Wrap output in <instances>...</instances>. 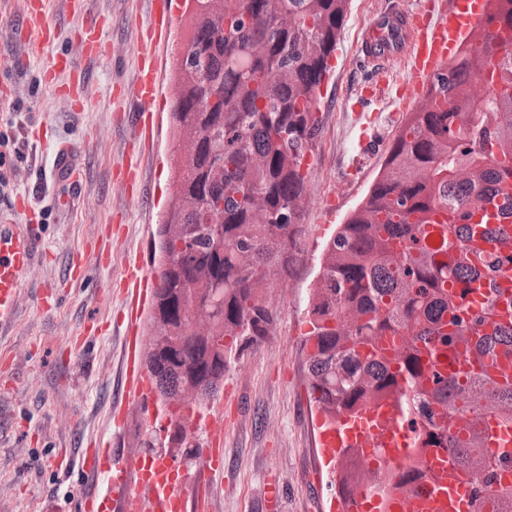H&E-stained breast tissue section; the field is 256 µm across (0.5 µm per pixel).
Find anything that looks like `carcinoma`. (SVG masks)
<instances>
[{"mask_svg": "<svg viewBox=\"0 0 512 512\" xmlns=\"http://www.w3.org/2000/svg\"><path fill=\"white\" fill-rule=\"evenodd\" d=\"M184 14L173 125L191 142L174 161L172 192L158 225L159 279L146 368L170 410L174 444L189 454L190 399L213 395L242 346L274 319L262 290L288 273L298 250L307 190L303 158L318 137L315 99L348 0H192ZM433 82L402 124L361 207L322 255L310 300L309 390L327 420L385 399L426 443L446 450L469 477L473 512L489 498L512 512L509 440L490 452L487 423L512 432V382L490 384L487 368L512 358V295L497 288L479 307L454 304L453 285L512 268L493 230L469 224L472 208L512 187V50L484 30ZM480 74L485 91L467 87ZM476 342L475 368L452 363ZM470 413L467 438L452 422ZM378 480L380 497L413 483L345 460L343 487Z\"/></svg>", "mask_w": 512, "mask_h": 512, "instance_id": "obj_1", "label": "carcinoma"}]
</instances>
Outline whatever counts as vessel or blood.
<instances>
[{"label": "vessel or blood", "mask_w": 512, "mask_h": 512, "mask_svg": "<svg viewBox=\"0 0 512 512\" xmlns=\"http://www.w3.org/2000/svg\"><path fill=\"white\" fill-rule=\"evenodd\" d=\"M175 15L173 0H152L148 32L152 42L164 40ZM487 15V0H419L408 11L378 9L359 51L365 61L380 66L402 65V80L388 87L385 96L403 111L411 99L426 93L437 74L446 72L458 59ZM21 30L27 35L38 33L46 41L55 36V26L45 18V0H28ZM157 70V63H149L126 90L127 97L140 106L138 132L147 137L152 134L150 108L157 95ZM38 244V225L16 232L0 228V329L14 321L23 278L35 264ZM156 286V273L144 268L128 279L122 368L125 391L132 400L139 399L151 384L139 355L140 320ZM317 436L321 453L329 461L338 460L341 451L350 446L365 457H380L385 467L421 471L420 479L397 490L385 503V512H468L467 477L449 462L443 449L423 447L393 402L368 406L358 417H344L336 425L318 424ZM110 447L104 439H89L76 456L55 459L56 467L78 468L86 479L98 484L97 489L81 493L80 512H142L140 493L145 489L154 493L155 507L174 501L183 512H191L195 497L190 480L177 474L174 462L145 459L131 471L113 461Z\"/></svg>", "instance_id": "1"}]
</instances>
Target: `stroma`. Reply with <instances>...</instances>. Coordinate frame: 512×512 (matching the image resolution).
Instances as JSON below:
<instances>
[{
  "instance_id": "obj_1",
  "label": "stroma",
  "mask_w": 512,
  "mask_h": 512,
  "mask_svg": "<svg viewBox=\"0 0 512 512\" xmlns=\"http://www.w3.org/2000/svg\"><path fill=\"white\" fill-rule=\"evenodd\" d=\"M46 0L58 36L43 43L13 42L7 31L18 26L27 0H0V225L39 223V258L20 290L15 326L0 335V512H41L55 502L71 512L77 472L60 473L53 458L82 436L111 440L128 468L148 457L143 440L158 398L126 403L120 373L123 329V274L141 262L157 270L154 242L169 192V160L175 142L169 114L171 80L183 48L180 20H173L164 42L143 43L151 0ZM415 0H349L333 55L334 67L320 99V133L308 173V190L297 261L265 298L274 316L267 336L232 359L215 395L194 404L200 418L220 412L224 473L210 479L198 461L186 470L200 483L207 512H320L314 488L323 461L313 426L302 341L310 329L309 295L319 279L322 253L339 224L373 185L404 119L386 100L357 102L358 91L400 67L371 69L358 56L357 42L373 9L412 8ZM97 15L102 43L99 58L84 53L85 13ZM70 56L86 73L83 85L59 93L67 74H50L51 60ZM159 61L161 90L153 104L160 115L149 142H138L131 125L133 107L124 87L138 75L143 55ZM83 110L73 114V99ZM81 146L76 176L82 194L60 206L65 186L53 177L59 144ZM139 146L142 185L128 198L117 178ZM112 242L109 264H100L98 246ZM86 270L69 275L72 261ZM59 297V306L42 313L40 292ZM75 357H68V350ZM127 409V426L115 432L111 417ZM277 483L281 497L269 510L265 489Z\"/></svg>"
}]
</instances>
